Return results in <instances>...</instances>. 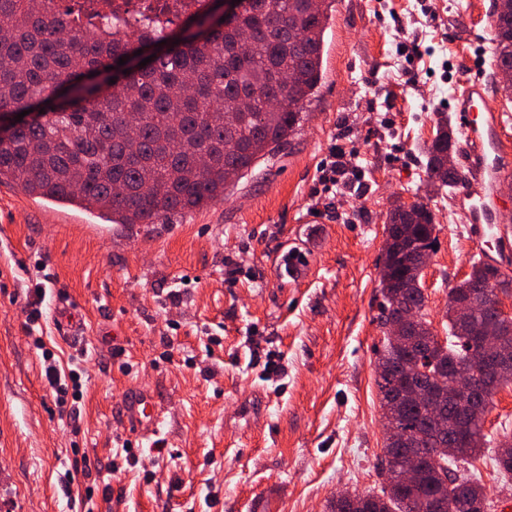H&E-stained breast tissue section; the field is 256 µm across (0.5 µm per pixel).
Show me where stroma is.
<instances>
[{
    "label": "stroma",
    "mask_w": 512,
    "mask_h": 512,
    "mask_svg": "<svg viewBox=\"0 0 512 512\" xmlns=\"http://www.w3.org/2000/svg\"><path fill=\"white\" fill-rule=\"evenodd\" d=\"M494 0H336L325 32L324 82L301 129L222 201L168 224H112L77 206L0 183V512H328L339 492L379 491L384 428L376 386L383 332L379 260L396 204L421 202L437 247L423 275L424 314L448 331V290L480 259L469 209L433 191L424 152L474 57L491 106L512 99L493 65ZM360 176L336 198L313 196L331 146ZM456 222H449V215ZM299 248L308 277L292 285L270 253ZM241 268L228 282V262ZM83 306L82 338L40 319L37 282ZM81 376L61 410L44 352ZM152 395L160 446L123 445L129 393ZM261 412L246 414V405ZM512 433V385L486 416L488 443L470 472L488 512H512V482L493 443Z\"/></svg>",
    "instance_id": "obj_1"
}]
</instances>
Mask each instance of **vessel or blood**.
I'll return each instance as SVG.
<instances>
[{"label":"vessel or blood","mask_w":512,"mask_h":512,"mask_svg":"<svg viewBox=\"0 0 512 512\" xmlns=\"http://www.w3.org/2000/svg\"><path fill=\"white\" fill-rule=\"evenodd\" d=\"M458 128L465 141L460 157L462 180L459 193L469 202L471 222L466 230L471 241L500 252L512 249V239L495 234L496 218L488 206L484 188L492 186L505 164L500 131L504 125L502 113L492 111L480 78L464 79L452 94ZM55 308L61 330L74 336L80 330L81 305L75 299L57 294ZM132 422V434L144 439L158 435L160 416L150 396L136 394L126 403Z\"/></svg>","instance_id":"b4317fda"}]
</instances>
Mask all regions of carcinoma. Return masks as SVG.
I'll list each match as a JSON object with an SVG mask.
<instances>
[{"instance_id":"obj_1","label":"carcinoma","mask_w":512,"mask_h":512,"mask_svg":"<svg viewBox=\"0 0 512 512\" xmlns=\"http://www.w3.org/2000/svg\"><path fill=\"white\" fill-rule=\"evenodd\" d=\"M55 0H0V182L25 193L98 210L113 224H157L224 199L227 173L240 175L274 156L301 126V114L324 79V34L335 0H250L242 16L221 21L214 6L189 16L176 30L118 37L111 19L101 36L71 30ZM494 61L512 72V11L493 19ZM162 48L142 66L139 49ZM126 64H119V59ZM290 70L293 82L282 80ZM120 87L112 91L109 80ZM52 114L50 122L17 120L27 110ZM454 141L441 121L428 149L427 181L452 187L457 170L446 166ZM434 217L428 207L393 206L383 253L388 282L380 289V325L400 311L423 309L420 253L433 250ZM484 262L454 285L468 299L488 281ZM496 323L494 340L512 349V319L496 309L462 316L448 307V339L430 345L425 318L396 344L384 338L378 365L394 371L415 364L410 376L376 378L382 416L402 430L384 446L380 492H365L367 512H476L483 487L462 472L485 445L484 422L463 429L470 403L442 404L443 427L433 417L443 387L473 367L477 333ZM482 381L512 383V368L490 370ZM441 440L453 458L436 452ZM417 459V476L401 479Z\"/></svg>"}]
</instances>
